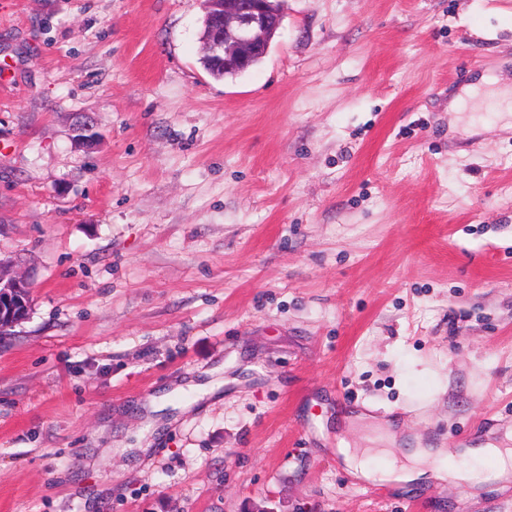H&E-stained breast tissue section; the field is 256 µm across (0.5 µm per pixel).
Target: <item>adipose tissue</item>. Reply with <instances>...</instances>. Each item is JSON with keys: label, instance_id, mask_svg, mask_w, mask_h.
I'll return each mask as SVG.
<instances>
[{"label": "adipose tissue", "instance_id": "ef3b65f1", "mask_svg": "<svg viewBox=\"0 0 512 512\" xmlns=\"http://www.w3.org/2000/svg\"><path fill=\"white\" fill-rule=\"evenodd\" d=\"M348 467L356 474L381 482H411L429 474L440 481H462L470 484L496 480L508 482L512 479V450L489 443L482 448H468L458 456L448 454L441 448H413L406 454L403 463L393 462L392 449L355 448L342 444L340 448ZM388 457L386 466L371 465L374 456Z\"/></svg>", "mask_w": 512, "mask_h": 512}]
</instances>
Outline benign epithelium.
<instances>
[{"instance_id":"1","label":"benign epithelium","mask_w":512,"mask_h":512,"mask_svg":"<svg viewBox=\"0 0 512 512\" xmlns=\"http://www.w3.org/2000/svg\"><path fill=\"white\" fill-rule=\"evenodd\" d=\"M206 41L210 53L223 61L226 72H245L255 57L268 54L272 36L279 27L273 21L276 0H202ZM30 288L16 264L0 261V313L9 310L8 324L0 330H14L27 318L29 308L12 314L24 304V290Z\"/></svg>"}]
</instances>
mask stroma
<instances>
[{
  "instance_id": "35a3bbf8",
  "label": "stroma",
  "mask_w": 512,
  "mask_h": 512,
  "mask_svg": "<svg viewBox=\"0 0 512 512\" xmlns=\"http://www.w3.org/2000/svg\"><path fill=\"white\" fill-rule=\"evenodd\" d=\"M282 6L216 80L201 0H0V512H512L337 453L512 432V0ZM17 265L12 262L0 260V330L14 331V328L21 324L28 316L29 308L21 309L13 316L14 306L25 305L23 300L24 290L30 288V283L25 275L16 270ZM4 305L8 307L9 314L6 317L8 324L2 327L1 312Z\"/></svg>"
}]
</instances>
